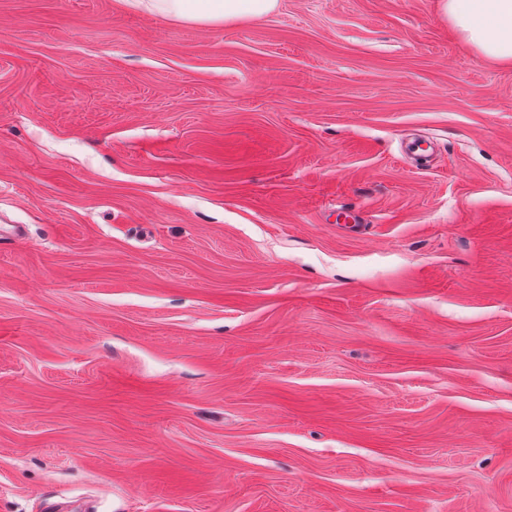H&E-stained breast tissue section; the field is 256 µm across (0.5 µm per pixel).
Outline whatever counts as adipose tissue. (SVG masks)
Returning <instances> with one entry per match:
<instances>
[{"label":"adipose tissue","instance_id":"adipose-tissue-1","mask_svg":"<svg viewBox=\"0 0 512 512\" xmlns=\"http://www.w3.org/2000/svg\"><path fill=\"white\" fill-rule=\"evenodd\" d=\"M132 7L193 24L272 14L279 0H129ZM454 30L485 59L512 63V0H441Z\"/></svg>","mask_w":512,"mask_h":512}]
</instances>
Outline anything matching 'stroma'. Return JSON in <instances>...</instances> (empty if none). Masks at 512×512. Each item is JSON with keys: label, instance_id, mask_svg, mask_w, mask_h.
Returning <instances> with one entry per match:
<instances>
[{"label": "stroma", "instance_id": "stroma-1", "mask_svg": "<svg viewBox=\"0 0 512 512\" xmlns=\"http://www.w3.org/2000/svg\"><path fill=\"white\" fill-rule=\"evenodd\" d=\"M52 501L512 512V66L439 0H0V512ZM149 14L193 24H215L270 15L280 0H125Z\"/></svg>", "mask_w": 512, "mask_h": 512}]
</instances>
